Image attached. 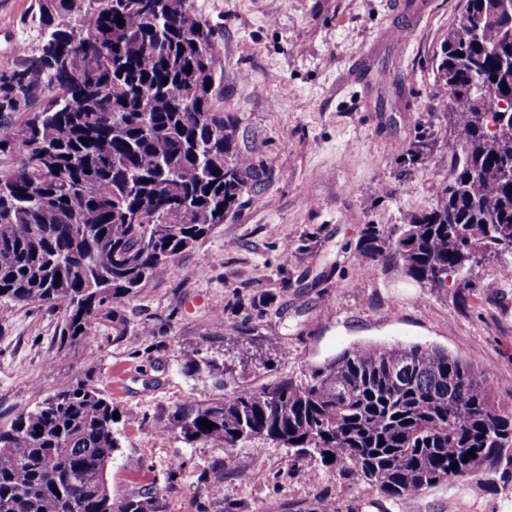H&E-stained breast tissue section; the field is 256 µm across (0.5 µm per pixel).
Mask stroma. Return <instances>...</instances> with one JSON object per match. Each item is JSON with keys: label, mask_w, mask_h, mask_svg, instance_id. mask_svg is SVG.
Returning a JSON list of instances; mask_svg holds the SVG:
<instances>
[{"label": "stroma", "mask_w": 512, "mask_h": 512, "mask_svg": "<svg viewBox=\"0 0 512 512\" xmlns=\"http://www.w3.org/2000/svg\"><path fill=\"white\" fill-rule=\"evenodd\" d=\"M221 23L225 111L274 172L237 215L181 254L171 273L104 311L96 336L57 361L60 313L0 307V427L91 376L120 414L108 469L113 499L168 489L167 512H512V466L411 498L381 495L313 458L292 466L270 442L243 448L265 481L220 448L152 429L189 399L283 379L364 344L429 345L476 357L512 406V280L474 267L465 303L381 260L361 268L366 225L391 232L430 208L453 162L448 92L431 58L464 0H190ZM34 0H0V70L32 41ZM254 360L244 365L243 353ZM223 358V381L182 372L185 356ZM178 472H171L173 462ZM224 464L215 480L216 462ZM481 492H474V483Z\"/></svg>", "instance_id": "35a3bbf8"}]
</instances>
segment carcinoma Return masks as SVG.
<instances>
[{
    "instance_id": "obj_1",
    "label": "carcinoma",
    "mask_w": 512,
    "mask_h": 512,
    "mask_svg": "<svg viewBox=\"0 0 512 512\" xmlns=\"http://www.w3.org/2000/svg\"><path fill=\"white\" fill-rule=\"evenodd\" d=\"M154 2L35 0L37 38L0 70V153L19 157L0 176V306L59 310L61 358L96 336L106 306L168 274L273 174L237 116L215 105L220 26L189 0ZM432 64L462 160L398 235L366 225L361 251L438 292L453 286L463 304L473 267L512 274V0H465ZM182 368L224 379L215 357ZM498 389L474 357L370 344L300 382L187 400L154 427L222 448L237 467L246 458L235 449L271 442L296 464L318 457L408 498L512 465V407ZM113 413L87 377L0 428V512H166L158 489L112 500Z\"/></svg>"
}]
</instances>
